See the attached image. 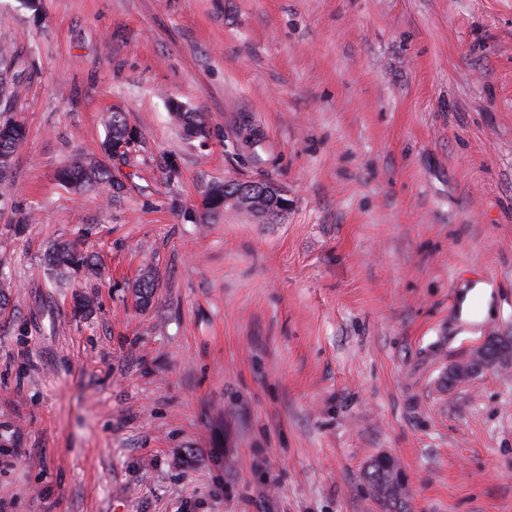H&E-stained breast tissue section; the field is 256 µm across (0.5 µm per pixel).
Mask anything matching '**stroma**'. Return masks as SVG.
<instances>
[{
  "mask_svg": "<svg viewBox=\"0 0 512 512\" xmlns=\"http://www.w3.org/2000/svg\"><path fill=\"white\" fill-rule=\"evenodd\" d=\"M0 49V512H385L382 454L404 512H512V365L440 383L512 336V0H0ZM78 157L121 189L62 185ZM261 178L283 223H197ZM65 239L102 275L50 283ZM172 114L180 122L183 133L188 139H205L208 135V129L202 117L197 112H187L183 106ZM0 119V197L4 198L11 189L9 178L10 162L13 155L20 149L26 139V130L23 123L14 116ZM103 125L106 129L105 140L102 143V147L105 155L114 159L124 158L129 152H122L126 150L124 143L117 144L114 147L112 142H128L134 140L135 145L137 138L134 130L129 126L128 119L125 112H110L103 118ZM122 152L121 154L114 152ZM277 188H279L277 185L268 180L250 181L246 184L240 181L229 180L225 181L223 184H213L204 191V194L213 196V205L205 211L206 207H209L211 204L209 201L205 202V198L201 200L200 210L203 209L204 212L200 215L199 223L209 224L224 214V208L230 207L229 204L224 207V197L227 198L236 195L237 200L243 196L255 198L256 195L259 196L265 192H269V190L275 191ZM490 302V288L484 283H477L465 294L461 303V316L473 322L481 320L482 314L488 309ZM379 457L388 458L375 459L371 463L365 474L366 483L374 496L392 509L389 511L401 512L406 493L399 468L396 462L389 459L392 458L391 456L380 455Z\"/></svg>",
  "mask_w": 512,
  "mask_h": 512,
  "instance_id": "1",
  "label": "stroma"
}]
</instances>
